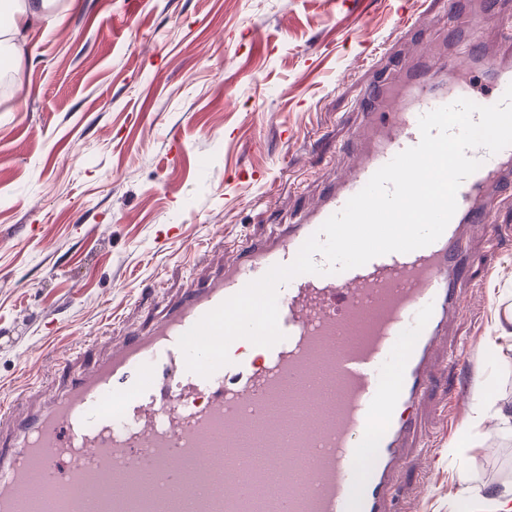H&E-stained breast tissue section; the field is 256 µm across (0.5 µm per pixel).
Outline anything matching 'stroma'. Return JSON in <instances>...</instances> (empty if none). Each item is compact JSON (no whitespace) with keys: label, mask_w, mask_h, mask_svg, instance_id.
Instances as JSON below:
<instances>
[{"label":"stroma","mask_w":512,"mask_h":512,"mask_svg":"<svg viewBox=\"0 0 512 512\" xmlns=\"http://www.w3.org/2000/svg\"><path fill=\"white\" fill-rule=\"evenodd\" d=\"M407 10L423 35L396 26ZM450 25L445 0H60L24 67L0 74V400L35 403L58 357L94 364L157 296L217 272L225 243L316 200L356 161L362 87L402 78L397 51L444 57ZM509 25L512 0H497L477 32L486 59L512 60ZM492 220L502 234H474L479 287L448 327L460 360L435 368L420 410L430 446L400 479L404 512H449L463 485L512 475L495 419L434 412L480 379L512 405V352L487 353L512 295V189Z\"/></svg>","instance_id":"obj_1"}]
</instances>
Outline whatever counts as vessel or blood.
I'll list each match as a JSON object with an SVG mask.
<instances>
[{"instance_id":"obj_1","label":"vessel or blood","mask_w":512,"mask_h":512,"mask_svg":"<svg viewBox=\"0 0 512 512\" xmlns=\"http://www.w3.org/2000/svg\"><path fill=\"white\" fill-rule=\"evenodd\" d=\"M448 0L455 52L443 62L407 61L405 78L369 85L352 146L357 162L276 232L228 248L211 278L126 334L88 368L49 386L35 408L0 403V512H15L34 479L74 485L81 498L60 512H396V486L414 446L418 410L448 346V324L464 307L470 231L497 239L489 215L512 187V147L473 150L481 167L457 192L442 236L327 275L301 274L278 289L275 346L229 347L210 377L187 370L178 346L203 315L272 266L290 264L303 243L371 176L419 143L421 115L457 99L500 101L512 68L485 63L469 33L477 17ZM483 68L485 88L470 77ZM321 374L337 395L310 392L308 414L272 416L284 382ZM267 447L249 466L242 432Z\"/></svg>"}]
</instances>
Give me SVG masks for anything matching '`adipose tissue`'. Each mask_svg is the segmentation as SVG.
Returning <instances> with one entry per match:
<instances>
[{
	"label": "adipose tissue",
	"instance_id": "adipose-tissue-1",
	"mask_svg": "<svg viewBox=\"0 0 512 512\" xmlns=\"http://www.w3.org/2000/svg\"><path fill=\"white\" fill-rule=\"evenodd\" d=\"M60 0H0L7 19L0 23V55L21 68L32 32L57 8Z\"/></svg>",
	"mask_w": 512,
	"mask_h": 512
}]
</instances>
